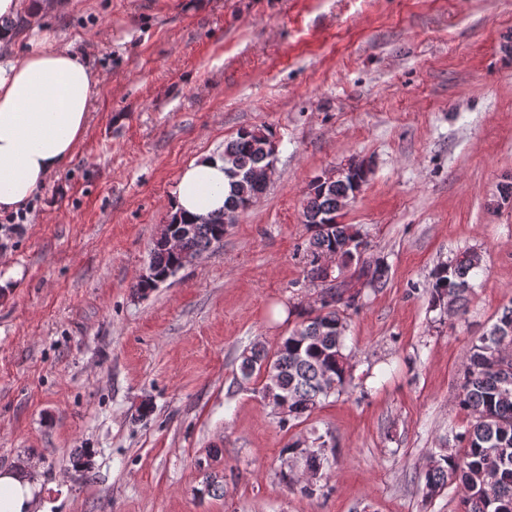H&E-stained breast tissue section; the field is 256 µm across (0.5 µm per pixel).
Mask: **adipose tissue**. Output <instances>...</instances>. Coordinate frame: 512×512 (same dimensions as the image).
<instances>
[{
	"mask_svg": "<svg viewBox=\"0 0 512 512\" xmlns=\"http://www.w3.org/2000/svg\"><path fill=\"white\" fill-rule=\"evenodd\" d=\"M97 74L71 46L45 41L0 65V214L26 208L84 136ZM224 158L189 164L173 192L174 212L196 221L224 208ZM34 465L0 469V512H43Z\"/></svg>",
	"mask_w": 512,
	"mask_h": 512,
	"instance_id": "adipose-tissue-1",
	"label": "adipose tissue"
}]
</instances>
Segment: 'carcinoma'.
<instances>
[{
    "label": "carcinoma",
    "instance_id": "cac0c4a2",
    "mask_svg": "<svg viewBox=\"0 0 512 512\" xmlns=\"http://www.w3.org/2000/svg\"><path fill=\"white\" fill-rule=\"evenodd\" d=\"M276 160V141L264 128H241L224 142L225 172L230 179L224 214L202 224L171 216L187 226L185 246L199 256L220 246L225 214L249 209L265 193L269 182L264 171ZM356 177L367 181L365 164H348L342 177L329 172L316 177L303 204V223L313 229L303 253L307 277L321 286V293L332 294L333 301L322 299L319 307L306 311L274 351L255 343L240 354L239 382L259 378L262 398L288 401L290 414L279 420L282 427L307 419L328 398L322 390L324 378L336 380L337 393L350 383L349 357L344 353L347 312L359 307L362 294L352 290L350 281L375 290L388 280V267L382 262L371 266L345 260L331 278L318 263L324 252L363 242L354 225L341 221L338 210L340 200L353 191ZM150 262L170 277L177 272V257L162 248H152ZM480 265V254L464 251L435 268L432 304L444 310L451 306L455 314L464 312L472 292L469 276ZM458 404L470 416V425L456 435L463 452L427 459L423 496L431 501L454 484L461 491L458 512H512V307L503 309L489 332L467 350ZM331 452L324 440L306 448L298 442L288 445L282 481L305 496L323 492L319 482L330 466Z\"/></svg>",
    "mask_w": 512,
    "mask_h": 512
}]
</instances>
